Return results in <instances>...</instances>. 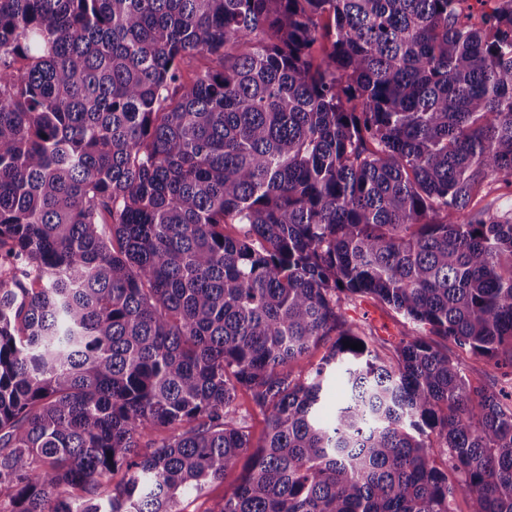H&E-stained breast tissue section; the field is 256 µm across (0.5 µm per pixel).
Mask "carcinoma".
Here are the masks:
<instances>
[{"label":"carcinoma","mask_w":512,"mask_h":512,"mask_svg":"<svg viewBox=\"0 0 512 512\" xmlns=\"http://www.w3.org/2000/svg\"><path fill=\"white\" fill-rule=\"evenodd\" d=\"M464 2L0 0V512L239 466L209 512H512V405L451 356L512 364V210L461 219L512 187V0ZM494 180H487L484 185V191L477 194L468 210H483L486 208L507 211L512 208V191L511 188L505 190ZM508 192V195H504ZM346 314L387 345H396L403 336L412 334L415 324L395 313L388 306L364 298L348 306ZM343 397V385L341 379L332 380L329 389L322 398L320 416L324 421H330L336 414V407ZM236 405L238 415L243 418L247 430L250 431L255 438H258L265 429V419L263 414L254 405L251 395L245 390L239 391Z\"/></svg>","instance_id":"carcinoma-1"}]
</instances>
